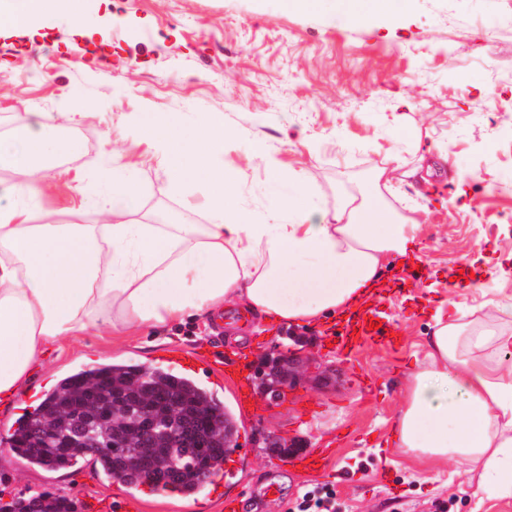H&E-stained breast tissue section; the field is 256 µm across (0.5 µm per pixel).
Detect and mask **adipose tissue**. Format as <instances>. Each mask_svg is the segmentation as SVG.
Returning a JSON list of instances; mask_svg holds the SVG:
<instances>
[{
    "label": "adipose tissue",
    "mask_w": 512,
    "mask_h": 512,
    "mask_svg": "<svg viewBox=\"0 0 512 512\" xmlns=\"http://www.w3.org/2000/svg\"><path fill=\"white\" fill-rule=\"evenodd\" d=\"M53 116L17 123L24 148L14 161L22 180L0 188V397L22 387L48 348L65 347L108 325L133 339L185 320L208 323L224 306L261 319L318 324L364 302L380 273L412 249L421 222L396 211L393 170L372 168L369 190L334 209L317 203L304 169L284 167L262 147L254 154L288 193L260 222L234 206L235 176L215 162L224 125L212 120L185 135L150 114L130 116L125 133L153 150L180 188L205 186L208 223L136 224L119 200L140 194L123 169L97 196L101 224L36 223L28 204L43 189L33 159L57 141ZM429 352L406 387L396 434L411 459H454L479 469L512 496V294L483 317L437 321Z\"/></svg>",
    "instance_id": "ef3b65f1"
}]
</instances>
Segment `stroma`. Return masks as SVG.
<instances>
[{
  "label": "stroma",
  "mask_w": 512,
  "mask_h": 512,
  "mask_svg": "<svg viewBox=\"0 0 512 512\" xmlns=\"http://www.w3.org/2000/svg\"><path fill=\"white\" fill-rule=\"evenodd\" d=\"M86 22L79 31L72 11ZM75 10L39 17L33 29L0 27V135L33 112L73 113L60 124L62 149L42 157L50 173L38 200L55 223L103 218L76 182L97 187L113 161L142 186L131 203L138 224L207 223L206 191L183 196L146 145L120 139L129 115L150 112L189 133L224 123L222 164L236 175L234 204L256 219L286 193L251 151L258 143L308 171L322 206L367 184L373 164L418 163L416 136L448 152L447 168L392 200L420 210L412 261L388 266L365 305L396 330V347L355 338L354 310L317 325L258 321L224 309V354L251 372L295 351L318 365L307 386L276 404L236 399V373L218 395L239 427L234 478L225 495L239 512H289L327 484L336 512H512V496L483 492L479 472L453 461L426 468L397 448L393 428L403 392L427 353L435 314L454 319L512 293V0H410L397 14L371 0H78ZM365 12L362 22L349 20ZM475 270L474 288L450 278ZM170 342L146 331L128 342L101 327L71 340L65 355L37 364L9 407L0 406V501L50 492L78 499L81 512H114L123 487L92 465L51 471L27 465L7 437L24 409L60 378L111 361L164 365L179 349L208 353L209 331L172 327ZM302 453L333 449L325 469L288 468L267 436Z\"/></svg>",
  "instance_id": "stroma-1"
}]
</instances>
